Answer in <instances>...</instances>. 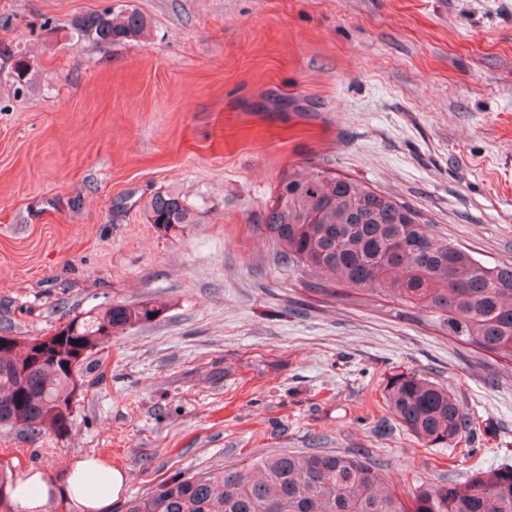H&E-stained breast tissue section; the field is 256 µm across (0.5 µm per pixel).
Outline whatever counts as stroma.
<instances>
[{
	"instance_id": "1",
	"label": "stroma",
	"mask_w": 512,
	"mask_h": 512,
	"mask_svg": "<svg viewBox=\"0 0 512 512\" xmlns=\"http://www.w3.org/2000/svg\"><path fill=\"white\" fill-rule=\"evenodd\" d=\"M116 0H0V333L105 303L159 315L91 356L65 437L0 428V463L126 476L112 512L179 473L273 449H368L398 488L512 465V367L392 303L303 291L254 228L285 172L330 169L406 202L484 265L512 262V0H126L137 42L74 43ZM197 206L178 236L144 207ZM416 372L476 418L447 448L394 420ZM9 64L6 66V63ZM34 63H31V57L27 53L22 51L12 52L8 57L5 58L3 68L0 66V70L5 71L6 79L12 82L14 91L20 94L27 89L30 82V75L33 69ZM148 224L163 232L165 235L184 228V224L196 223V208L188 199L176 192L155 194L145 207Z\"/></svg>"
}]
</instances>
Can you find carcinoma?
<instances>
[{
	"mask_svg": "<svg viewBox=\"0 0 512 512\" xmlns=\"http://www.w3.org/2000/svg\"><path fill=\"white\" fill-rule=\"evenodd\" d=\"M143 15L120 4L72 21L70 40L96 45L139 41ZM6 79L26 89L31 57L5 58ZM148 223L168 235L196 223L176 192L155 194ZM277 263L305 290L331 298L381 293L445 335L512 365V263L487 267L401 202L364 182L319 169L284 174L259 225ZM160 313L148 301L106 304L75 316L50 336H0V427L31 440L63 436L74 422L86 360ZM393 418L422 446L451 445L473 418L448 386L415 372L387 385ZM388 465L365 450L274 451L240 468L179 473L135 497L126 512H512V467L471 469L462 479L418 481L402 492ZM14 478L0 469V512H13Z\"/></svg>",
	"mask_w": 512,
	"mask_h": 512,
	"instance_id": "1",
	"label": "carcinoma"
}]
</instances>
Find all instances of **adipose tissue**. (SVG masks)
I'll use <instances>...</instances> for the list:
<instances>
[{
	"label": "adipose tissue",
	"mask_w": 512,
	"mask_h": 512,
	"mask_svg": "<svg viewBox=\"0 0 512 512\" xmlns=\"http://www.w3.org/2000/svg\"><path fill=\"white\" fill-rule=\"evenodd\" d=\"M123 473L106 459L76 460L65 481L41 469H25L11 491L15 512H49L63 502L68 512H112V503L124 485Z\"/></svg>",
	"instance_id": "1"
}]
</instances>
